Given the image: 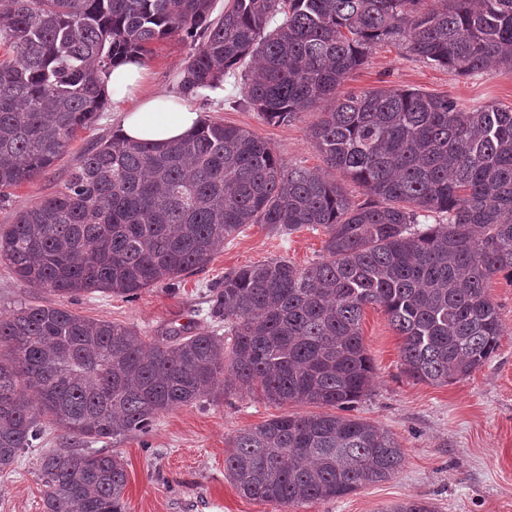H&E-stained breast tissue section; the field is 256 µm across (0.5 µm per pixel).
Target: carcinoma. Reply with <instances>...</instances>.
<instances>
[{"label": "carcinoma", "mask_w": 512, "mask_h": 512, "mask_svg": "<svg viewBox=\"0 0 512 512\" xmlns=\"http://www.w3.org/2000/svg\"><path fill=\"white\" fill-rule=\"evenodd\" d=\"M0 0V201L49 169L101 111L121 59L181 35L193 50L183 95L215 89L242 60L246 103L269 123L324 107L312 137L361 186L356 203L325 174L283 162L251 132L203 120L167 145L114 135L85 151L62 187L0 224V260L24 285L62 298L135 296L205 268L250 224L288 237L324 229L321 259L224 275L211 317L224 335L174 330L146 343L133 326L62 305L0 315V472L42 440L45 512H123L124 462L90 443L148 434L161 413L219 390L279 405L348 410L374 367L361 319L380 306L402 337L405 373L445 385L497 350L487 292L512 273V110L377 88L342 92L382 42L460 74L512 68V0ZM285 19L268 29L273 16ZM432 213L445 224H426ZM404 451L349 416L283 414L237 432L224 471L244 496L290 507L390 479ZM382 512H434L406 499Z\"/></svg>", "instance_id": "cac0c4a2"}]
</instances>
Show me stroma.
<instances>
[{"label": "stroma", "instance_id": "1", "mask_svg": "<svg viewBox=\"0 0 512 512\" xmlns=\"http://www.w3.org/2000/svg\"><path fill=\"white\" fill-rule=\"evenodd\" d=\"M190 51L189 42L177 35L158 42L154 55L144 61L147 93L178 95L180 71ZM249 67L245 61L225 75L223 96L193 98L201 118L249 130L269 142L285 163L328 171L353 201L364 202L362 187L341 172L328 170L311 137L319 109L275 125L241 104ZM345 87L356 92L415 89L452 97L465 106L483 100L512 108V70L494 67L476 76L460 75L393 43L375 46ZM120 111V106L106 103L93 125L78 134L49 171L13 188L9 200L0 202V224L10 223L15 212L62 186L85 149L117 133ZM324 240L320 229L305 228L282 238L252 224L225 244L204 270L170 285L142 289L132 300L107 292H80L61 299L25 287L0 261V313L28 301L61 303L86 318L136 327L149 342L181 328L220 333L224 325L211 319L209 307L212 291L225 273L278 257L303 267L320 258ZM488 294L502 324L496 353L469 376L441 386L414 381L405 373L401 339L387 316L376 306L365 309L362 336L375 374L350 414L390 432L403 448V465L389 480L339 499L291 508L241 496L224 473V458L236 432L288 411L310 415L314 408L285 407L257 394L232 391L160 414L147 435L132 434L110 443L127 471L124 512H382L409 498L430 502L436 512H512V277L495 275ZM43 500L38 451L32 449L21 454L11 472L0 473V512H44Z\"/></svg>", "mask_w": 512, "mask_h": 512}]
</instances>
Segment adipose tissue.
Listing matches in <instances>:
<instances>
[{
    "instance_id": "obj_1",
    "label": "adipose tissue",
    "mask_w": 512,
    "mask_h": 512,
    "mask_svg": "<svg viewBox=\"0 0 512 512\" xmlns=\"http://www.w3.org/2000/svg\"><path fill=\"white\" fill-rule=\"evenodd\" d=\"M149 78L142 60L130 58L113 66L105 88L113 101L130 102L119 134L130 141L164 144L190 136L199 125L200 115L189 103L168 95L142 96Z\"/></svg>"
}]
</instances>
